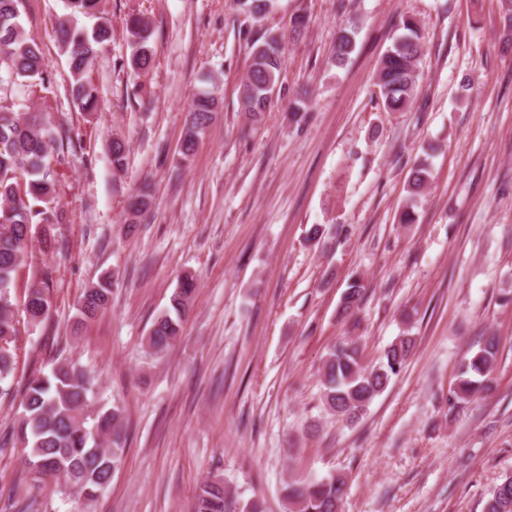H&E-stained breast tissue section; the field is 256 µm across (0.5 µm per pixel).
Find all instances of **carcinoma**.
I'll use <instances>...</instances> for the list:
<instances>
[{
    "instance_id": "carcinoma-1",
    "label": "carcinoma",
    "mask_w": 512,
    "mask_h": 512,
    "mask_svg": "<svg viewBox=\"0 0 512 512\" xmlns=\"http://www.w3.org/2000/svg\"><path fill=\"white\" fill-rule=\"evenodd\" d=\"M66 10L58 20L60 45L67 56L71 92L84 111L95 107L96 96L89 74L99 48L111 37L101 24L92 32L77 25L80 16L100 12V0H66ZM404 33L383 56L377 74L384 108L402 112L411 104L420 75L423 44L416 20L401 19ZM131 35L130 65L139 74L147 73L154 57L150 46L152 31L148 21L132 18L127 24ZM354 32L341 33L336 41V62L346 61L354 48ZM284 47L275 35L252 47L250 64L239 95L240 111L258 123L274 99L283 65ZM43 52L19 22V0H0V203L9 206L10 217L0 223V383L14 372V343L18 334L11 298L17 274L27 263L28 232L38 226L40 242L46 251L61 247L56 229L63 214L51 207L57 194L53 163L60 162L62 146L41 112L13 111L8 88L16 82L28 87L49 82ZM214 92L205 89L193 99L186 119V132L180 153L193 155L198 139L214 118ZM430 171L424 162L410 169L407 189L415 198L429 183ZM48 277L29 285L25 297L27 322L37 327L49 316L52 306ZM197 288L186 276L170 296L169 307L153 322L146 338L148 349L160 355L175 344ZM365 288L355 280L341 301V315H349L363 300ZM112 281L102 278L81 296L80 321L93 317L110 300ZM416 338L402 336L384 351L378 364L362 365L358 347L337 344L323 365L322 398L328 410L339 419L354 424L366 413L372 401L401 373L409 360ZM498 353V342L491 337L466 358L453 404L465 401L489 388ZM94 384L90 374L74 361H56L49 372L28 380L20 402L10 440L25 449V468L32 483L56 481L59 492L76 491L91 504L111 481L122 462L125 433L123 411L118 406H92ZM348 489V477L331 474L320 479L288 482L286 499L290 512H340ZM193 512H266L265 502L251 499L242 506L229 497L224 480L206 477L199 485ZM484 512H512V476L491 491Z\"/></svg>"
}]
</instances>
